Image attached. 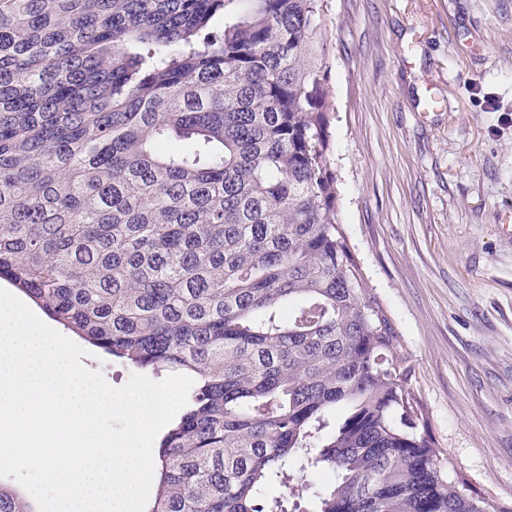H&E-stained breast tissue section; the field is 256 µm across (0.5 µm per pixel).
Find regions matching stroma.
Here are the masks:
<instances>
[{"label":"stroma","instance_id":"1","mask_svg":"<svg viewBox=\"0 0 512 512\" xmlns=\"http://www.w3.org/2000/svg\"><path fill=\"white\" fill-rule=\"evenodd\" d=\"M338 219L450 481L512 512V0H325Z\"/></svg>","mask_w":512,"mask_h":512}]
</instances>
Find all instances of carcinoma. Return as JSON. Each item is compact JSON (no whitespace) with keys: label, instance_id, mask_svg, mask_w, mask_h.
Returning <instances> with one entry per match:
<instances>
[{"label":"carcinoma","instance_id":"cac0c4a2","mask_svg":"<svg viewBox=\"0 0 512 512\" xmlns=\"http://www.w3.org/2000/svg\"><path fill=\"white\" fill-rule=\"evenodd\" d=\"M323 9L0 0V280L194 379L151 512H307L309 469L314 512H505L445 479L338 221Z\"/></svg>","mask_w":512,"mask_h":512}]
</instances>
